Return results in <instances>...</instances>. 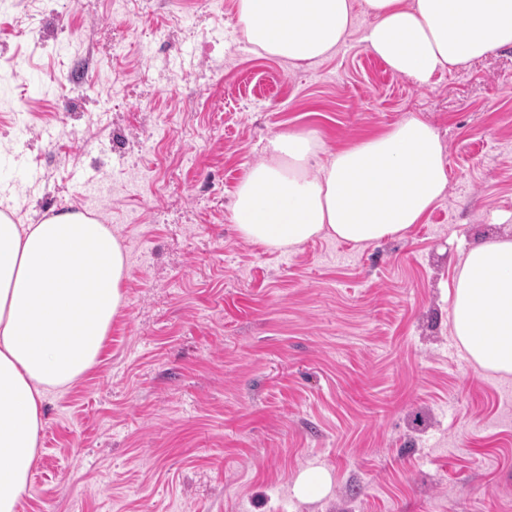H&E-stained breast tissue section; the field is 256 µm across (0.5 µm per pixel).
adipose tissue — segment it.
<instances>
[{"label":"adipose tissue","instance_id":"1","mask_svg":"<svg viewBox=\"0 0 512 512\" xmlns=\"http://www.w3.org/2000/svg\"><path fill=\"white\" fill-rule=\"evenodd\" d=\"M246 41L290 64L330 57L355 26L394 73L431 85L512 46V0H236ZM239 183L233 220L245 240L292 249L324 235L356 246L404 236L448 187L443 147L417 117L320 158L319 139L283 131ZM317 175H310V166ZM126 257L99 221L62 213L17 224L0 212V512L31 488L49 392L97 362L125 303ZM452 331L482 369L512 374V239L471 246L454 278Z\"/></svg>","mask_w":512,"mask_h":512}]
</instances>
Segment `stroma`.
I'll return each instance as SVG.
<instances>
[{
	"label": "stroma",
	"instance_id": "obj_1",
	"mask_svg": "<svg viewBox=\"0 0 512 512\" xmlns=\"http://www.w3.org/2000/svg\"><path fill=\"white\" fill-rule=\"evenodd\" d=\"M0 0V212L82 211L120 240L126 305L97 364L48 395L20 512H512V375L451 329L463 253L512 237V48L421 88L360 42L293 66L234 0ZM449 182L361 248L271 250L233 194L267 141L326 151L407 116ZM308 470L328 482L312 498Z\"/></svg>",
	"mask_w": 512,
	"mask_h": 512
}]
</instances>
